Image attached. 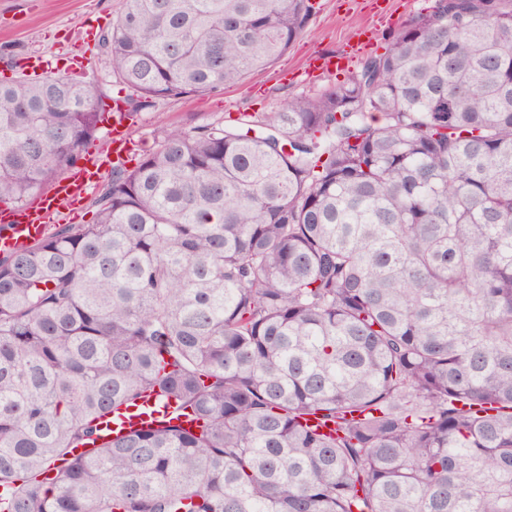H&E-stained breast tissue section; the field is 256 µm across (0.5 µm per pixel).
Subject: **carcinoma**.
<instances>
[{
  "mask_svg": "<svg viewBox=\"0 0 512 512\" xmlns=\"http://www.w3.org/2000/svg\"><path fill=\"white\" fill-rule=\"evenodd\" d=\"M133 119L269 67L311 0H122ZM95 79L0 81V204ZM0 257V512H512V0H435L345 81L170 130ZM190 411L104 439L147 392Z\"/></svg>",
  "mask_w": 512,
  "mask_h": 512,
  "instance_id": "carcinoma-1",
  "label": "carcinoma"
}]
</instances>
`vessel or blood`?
<instances>
[{
  "instance_id": "obj_1",
  "label": "vessel or blood",
  "mask_w": 512,
  "mask_h": 512,
  "mask_svg": "<svg viewBox=\"0 0 512 512\" xmlns=\"http://www.w3.org/2000/svg\"><path fill=\"white\" fill-rule=\"evenodd\" d=\"M126 140V128L122 121L112 123L113 150L85 152L76 168L57 181L49 192L37 195L23 208L0 213V253L7 254L27 247L43 238L50 224H65L73 208L85 198L94 182L112 163L119 160L121 147ZM175 407L162 408L155 401L144 402L126 414L114 417L111 429L146 426L160 416H173Z\"/></svg>"
}]
</instances>
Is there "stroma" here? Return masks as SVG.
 Here are the masks:
<instances>
[{"instance_id":"35a3bbf8","label":"stroma","mask_w":512,"mask_h":512,"mask_svg":"<svg viewBox=\"0 0 512 512\" xmlns=\"http://www.w3.org/2000/svg\"><path fill=\"white\" fill-rule=\"evenodd\" d=\"M313 3L305 31L262 73L207 95L162 97L142 110L128 129L127 166L157 147L165 131L217 124L228 113L275 112L290 98L344 81L366 58L383 52L403 26L430 12L435 0ZM121 7L122 0H0V78L17 76L19 60L30 55L42 57L48 72L74 61L98 78L108 96H116L119 86L85 30L91 24L108 25ZM323 54L343 56V68L309 79L310 63Z\"/></svg>"}]
</instances>
